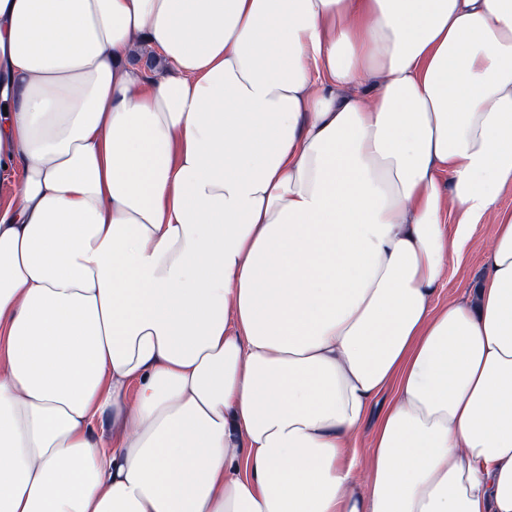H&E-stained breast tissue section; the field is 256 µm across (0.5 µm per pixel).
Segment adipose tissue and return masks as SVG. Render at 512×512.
<instances>
[{
  "label": "adipose tissue",
  "instance_id": "adipose-tissue-1",
  "mask_svg": "<svg viewBox=\"0 0 512 512\" xmlns=\"http://www.w3.org/2000/svg\"><path fill=\"white\" fill-rule=\"evenodd\" d=\"M1 183L0 512H512V0H0ZM493 233L494 224H479L476 227L472 243L460 260L450 263L434 303L443 304L448 299L458 298L466 290L477 287L483 269V247ZM391 398V390H385L383 393H381L374 401L370 414L359 429L358 448L366 458L369 451L368 446L370 444V440L374 433L379 416L391 401Z\"/></svg>",
  "mask_w": 512,
  "mask_h": 512
}]
</instances>
